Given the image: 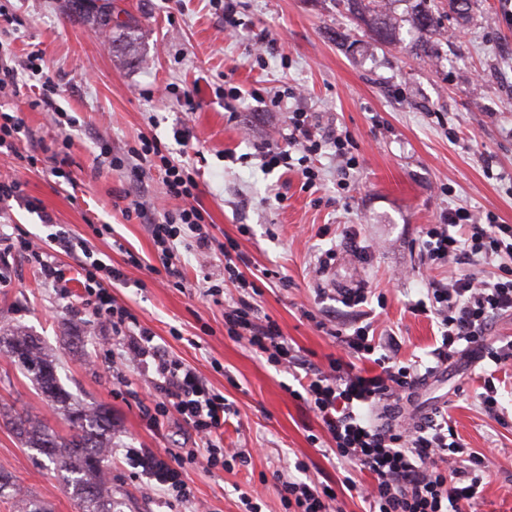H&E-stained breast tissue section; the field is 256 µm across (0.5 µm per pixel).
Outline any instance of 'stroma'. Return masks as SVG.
I'll return each instance as SVG.
<instances>
[{"label": "stroma", "mask_w": 512, "mask_h": 512, "mask_svg": "<svg viewBox=\"0 0 512 512\" xmlns=\"http://www.w3.org/2000/svg\"><path fill=\"white\" fill-rule=\"evenodd\" d=\"M103 0H88L72 13L69 0H0L14 23L0 29V53L23 58L42 50L45 71L60 84L58 103L73 125L57 126L34 107L39 76L18 74L19 91L0 94V110L21 117L30 135L18 153L0 151V180L20 179L56 223L85 238L95 255L123 270L127 284L113 291L162 351L181 360L236 414L224 445L250 450L247 465L185 467L180 479L189 499L161 492L156 462L192 447L187 426L175 419L153 423L157 394L137 365L122 356V337L85 304L75 282L78 255L57 263L70 276L68 295L45 281L8 239H46L51 226L19 207L0 208V325L24 327L60 362L62 385L84 404L112 411V494L119 512H245L244 491L255 492L261 512H286L278 475L303 463L311 479L335 484L344 462L323 452L320 422L285 389L288 373L271 366L224 328V299L232 288L205 295L207 277L224 263L220 253L179 245L182 280L152 274L157 249L147 225L125 219L130 196H161L157 170L139 175L112 169L108 156L126 153L138 137H158L199 184V204L209 213L204 230L216 242L236 245L246 257L238 269L259 274L261 313L277 322L304 359L319 364L339 353L333 338L303 313L324 309L349 315L333 299L337 288L363 287L386 296L385 307L366 306L378 330L397 337L401 359L430 362L438 346L437 325L412 314L426 279L446 282L465 273L452 263L427 270L419 252L425 225L465 207L493 213L512 225V0H476L465 20L449 14L439 31L419 34L410 17L414 0H389L395 37L382 43L357 25L343 0H236L234 23L214 0H112L135 38L140 62H122L97 25ZM430 42L432 58L416 55L418 40ZM263 62H256V55ZM238 86V100L224 98L225 84ZM191 90L197 103L186 111L180 97ZM293 92L291 106L317 113L322 125L348 132L360 157L351 170V192L338 191L341 171L330 152L313 156L321 180L302 186L298 168L266 173L253 157L255 141L278 138L287 112L267 111L263 98ZM39 156L28 171L19 152ZM67 154L69 179L51 175L55 154ZM234 154L235 162L224 159ZM492 166L504 180L486 179ZM335 248L336 261L315 271L321 251ZM272 277H262V270ZM323 300H316L318 288ZM482 367L461 359L438 368L417 389L410 413L446 408L466 447L486 454L490 476L466 512H512V367L499 401L507 419L499 424L482 411ZM0 403L31 412L68 433L26 371L0 354ZM0 471L17 477L54 512H79L57 472L36 451L20 445L0 423Z\"/></svg>", "instance_id": "stroma-1"}]
</instances>
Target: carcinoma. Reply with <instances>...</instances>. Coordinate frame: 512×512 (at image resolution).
Here are the masks:
<instances>
[{
  "label": "carcinoma",
  "instance_id": "cac0c4a2",
  "mask_svg": "<svg viewBox=\"0 0 512 512\" xmlns=\"http://www.w3.org/2000/svg\"><path fill=\"white\" fill-rule=\"evenodd\" d=\"M383 0H346L349 12L378 40L387 41L394 34L392 17L382 6ZM411 23L421 32H431L439 25L434 0H416ZM14 354L38 386L41 394L64 416L71 434L62 436L36 415H14L0 405V419L10 426L25 448L45 456L72 492L81 512H116L112 499V478L106 474V458L112 448V413L104 406L85 408L71 402L62 387L57 366L47 356L40 341L18 326H0V351ZM0 499L13 503L14 512H52L44 502L22 492L17 478L0 472Z\"/></svg>",
  "mask_w": 512,
  "mask_h": 512
}]
</instances>
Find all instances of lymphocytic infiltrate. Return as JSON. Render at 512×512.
Wrapping results in <instances>:
<instances>
[{"mask_svg": "<svg viewBox=\"0 0 512 512\" xmlns=\"http://www.w3.org/2000/svg\"><path fill=\"white\" fill-rule=\"evenodd\" d=\"M327 146L343 174L358 168L349 136L322 129L311 113L297 110L292 111L281 140L257 142L254 150L261 167L273 170L288 166L291 148H299L301 175L305 186L312 188L320 172L309 161ZM134 160L160 172L165 198L174 208L154 212L150 203L137 195L122 214L148 221L166 277L181 278L174 248L182 227L197 228L199 251L215 248L213 239L201 230L206 216L197 202L199 185L158 138L139 137L137 146L126 155L113 157L111 165L121 169ZM17 246L61 289L69 280L57 266V253L74 254L87 248L83 238L63 227L49 234L47 244L24 237L18 239ZM419 250L423 263L430 267L451 262L498 266L493 280L469 273L446 283L429 281L425 300L415 304L414 310L437 323L441 343L432 352L436 366L447 365L460 354L491 365V372L483 378L479 402L486 414L504 422L493 369L512 360V340L499 346L490 343L488 335L495 318L512 316V225L461 207L448 211L442 223L423 228ZM78 275L94 297L93 314L111 323L113 334L125 338L131 360L151 373L159 396L158 415L177 417L197 437L196 447L177 454L175 463L181 467L202 464L209 469L228 460L246 463L248 453L224 445L223 428L233 410L223 394L208 387L193 368L162 354L153 343L151 330L113 297L111 289L123 283V271L95 258L81 262ZM316 326L344 348L343 353L327 355L320 367L306 365L299 350L288 343L274 320L260 313L257 304L240 297L224 310V327L230 338L245 342L269 363L292 372L300 388L299 399L320 421L337 459L370 474L371 480L365 484L349 476L341 481L342 488L367 504L368 512H463L464 506L478 497L490 461L485 454L465 447L449 424L447 412L436 410L433 418L421 425L408 416L394 424H382L372 417L375 408L398 409L410 401L424 378L421 363L398 360L395 339L373 335L371 323L363 317L339 325L322 318ZM362 360L373 361V370H357L356 364ZM278 482L281 500L291 512H343L337 491L326 484L290 476L279 477Z\"/></svg>", "mask_w": 512, "mask_h": 512, "instance_id": "obj_1", "label": "lymphocytic infiltrate"}]
</instances>
